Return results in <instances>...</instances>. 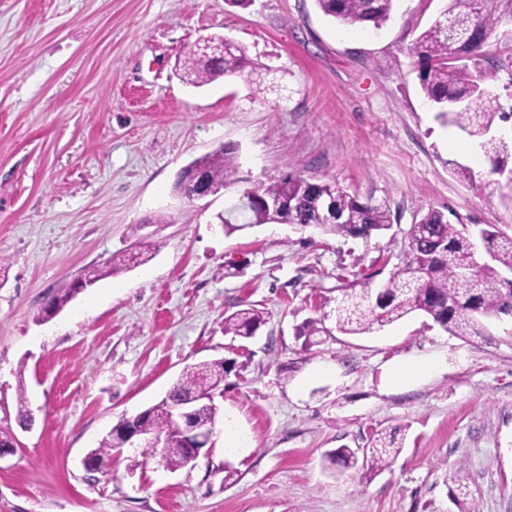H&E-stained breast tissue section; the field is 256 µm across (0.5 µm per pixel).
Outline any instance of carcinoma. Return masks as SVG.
<instances>
[{
  "instance_id": "obj_1",
  "label": "carcinoma",
  "mask_w": 512,
  "mask_h": 512,
  "mask_svg": "<svg viewBox=\"0 0 512 512\" xmlns=\"http://www.w3.org/2000/svg\"><path fill=\"white\" fill-rule=\"evenodd\" d=\"M394 0H316L320 11L343 25L386 22ZM512 22V0H448L446 7L418 36L409 48L417 58L420 87L425 97L439 110L444 122L456 127L471 140L498 171L512 157V137L495 133L496 121L512 119L504 111L499 97L489 90L496 78L495 69L480 67L483 48L504 23ZM251 67L245 49L233 43L220 58L187 53L185 79L193 85L208 84L224 76H243ZM203 172L215 185L238 182L236 166L228 149L219 148L205 161ZM454 172L473 190L490 185L487 175L455 165ZM328 183H311L297 175L257 183L243 189V196L224 210V228L231 233L261 224L280 222V215L266 207L279 201L289 206L288 223L316 224L326 232L341 236H368L391 228L388 205L362 201L358 196L336 188L332 195L336 219L322 221L320 199L329 195ZM480 238L490 261L476 263L473 236L464 224H451L438 210H430L408 232L409 253L406 263L395 268L380 288L369 279L356 278L341 283L336 306V328L346 334H363L374 326L383 327L420 312L455 336H481L483 320L512 317V236L490 225L480 230ZM140 253L112 255L102 267H93L84 282L94 284L106 275L128 268ZM78 293L64 288L50 300L45 314L61 311ZM263 322L262 312L239 309L224 316V334L243 339L253 337ZM326 332L320 319H308L297 329L304 345L318 342ZM230 369L224 359L188 365L172 389L157 404L140 412L137 426L145 434H159L168 448H146L144 453L160 456L169 470L185 467L181 437L171 426L177 404L192 397L213 395L224 390V378ZM125 419H120L99 446L89 452L94 470L108 468L112 451L124 446ZM403 442L394 434L379 432L371 446L362 450L336 448L324 454V468L333 474L362 465L365 475L375 476L389 468L402 451Z\"/></svg>"
}]
</instances>
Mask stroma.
Wrapping results in <instances>:
<instances>
[{
  "label": "stroma",
  "instance_id": "35a3bbf8",
  "mask_svg": "<svg viewBox=\"0 0 512 512\" xmlns=\"http://www.w3.org/2000/svg\"><path fill=\"white\" fill-rule=\"evenodd\" d=\"M446 0H395L381 28L344 26L315 0H0V512H460L464 466L479 512H512V318L459 338L421 314L351 336L336 329L337 275L382 286L428 210L497 225L512 206L453 171L487 170L443 124L408 48ZM224 36L245 47L263 91L240 77L184 80L188 48ZM491 90L512 112V23L485 49ZM227 146L239 181L182 198L193 160ZM291 173L387 204L366 238L262 224L225 234L215 216L241 189ZM150 260L101 278L51 319L45 303L112 255ZM256 305L249 340L225 314ZM323 321L302 349L297 327ZM226 360L217 397L245 446L212 444L178 471L141 449L110 473L82 461L122 416L159 402L186 365ZM428 377L391 385L405 359ZM332 374L315 375L320 365ZM25 390L33 421L17 419ZM405 438L370 481L332 475L324 452Z\"/></svg>",
  "mask_w": 512,
  "mask_h": 512
}]
</instances>
